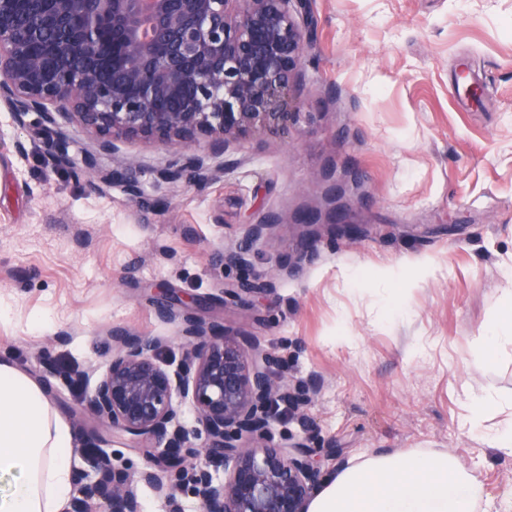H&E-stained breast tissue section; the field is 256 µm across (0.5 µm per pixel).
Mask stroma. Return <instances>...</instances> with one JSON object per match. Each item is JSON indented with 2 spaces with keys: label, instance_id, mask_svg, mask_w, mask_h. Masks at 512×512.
I'll use <instances>...</instances> for the list:
<instances>
[{
  "label": "stroma",
  "instance_id": "obj_1",
  "mask_svg": "<svg viewBox=\"0 0 512 512\" xmlns=\"http://www.w3.org/2000/svg\"><path fill=\"white\" fill-rule=\"evenodd\" d=\"M312 47L300 114L287 132L238 144L202 186L158 178L174 160L133 146L148 208L118 186L52 169L29 130L0 110V358L24 370L71 419L78 473L103 447L144 466L98 424L73 422L106 367V335L123 327L166 339L177 368L181 320L159 316L156 287L210 298L208 320L250 337L319 391L276 436L311 424L316 446L344 461L407 449L454 454L483 483L490 512H512V457L490 435L512 424V0H308ZM468 67L487 98L459 104ZM24 152H17L16 143ZM276 226L245 267L225 265L249 223ZM315 215L363 224L364 236L321 233L316 256L279 276L256 309L225 302V283L262 276L296 255ZM406 306L386 310L394 291ZM47 317L52 330L32 329ZM500 342L476 365L486 331ZM351 341L339 344L335 335ZM84 378L70 386L67 370ZM492 400L479 424L471 403Z\"/></svg>",
  "mask_w": 512,
  "mask_h": 512
}]
</instances>
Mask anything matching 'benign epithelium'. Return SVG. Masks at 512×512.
I'll return each mask as SVG.
<instances>
[{
  "label": "benign epithelium",
  "mask_w": 512,
  "mask_h": 512,
  "mask_svg": "<svg viewBox=\"0 0 512 512\" xmlns=\"http://www.w3.org/2000/svg\"><path fill=\"white\" fill-rule=\"evenodd\" d=\"M310 48L306 0H0V106L15 122L42 117L51 167L99 176L96 155L115 163L103 180L143 205L141 161L124 145H162L182 156L160 171L167 183L203 184L224 173L216 160L242 141L285 132L300 104ZM76 125L94 152L72 163L65 128ZM203 141L206 152H192ZM248 225L259 242L276 226ZM274 279L239 281L224 297L254 307ZM112 358L76 416L149 443L134 473L99 448L76 512H140L145 484L168 502L191 486L203 512H309L325 465L341 451L310 434L275 439L284 406H307L318 390L288 381L285 364L249 338L187 320L174 370L160 340L110 331ZM189 404L197 427L181 425ZM202 443H197L199 437ZM224 469V478L213 471Z\"/></svg>",
  "instance_id": "7a95c632"
}]
</instances>
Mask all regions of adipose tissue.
I'll return each mask as SVG.
<instances>
[{"label":"adipose tissue","instance_id":"obj_1","mask_svg":"<svg viewBox=\"0 0 512 512\" xmlns=\"http://www.w3.org/2000/svg\"><path fill=\"white\" fill-rule=\"evenodd\" d=\"M73 434L42 386L0 360V512H62L76 472ZM478 478L451 453L365 455L328 480L309 512H475Z\"/></svg>","mask_w":512,"mask_h":512}]
</instances>
